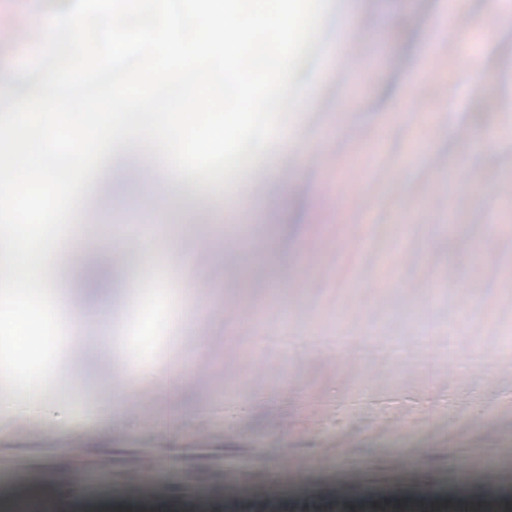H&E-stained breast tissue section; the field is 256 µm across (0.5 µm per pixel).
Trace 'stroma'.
Here are the masks:
<instances>
[{"instance_id": "stroma-1", "label": "stroma", "mask_w": 512, "mask_h": 512, "mask_svg": "<svg viewBox=\"0 0 512 512\" xmlns=\"http://www.w3.org/2000/svg\"><path fill=\"white\" fill-rule=\"evenodd\" d=\"M485 0H462L456 29L481 28L480 73L461 69L459 43L427 38L441 0H330L321 36L294 82L313 85L288 140L260 152L226 184L168 176L172 210L144 192L102 216L82 198L70 229L89 246L141 236L128 255L125 309L75 330L82 299L57 289L67 326L62 362L41 403L53 410L123 394L122 429L80 413L66 430L40 410L0 420V512H147L169 494L198 512L224 494L300 499L342 489L352 497H419L468 508L512 499V285L473 294L476 317L458 323V295L489 266L512 263V31ZM346 31L371 73L354 112L336 107L348 80L333 62ZM36 42L0 40V86L27 94L13 74ZM328 71L315 82L319 71ZM425 155L407 159L416 132ZM390 204L377 223L376 201ZM251 228L239 248L224 235ZM494 256L472 246L487 225ZM376 249L357 263L364 239ZM196 261L164 260L173 247ZM403 249L415 264L397 289L377 286ZM291 315L251 336L235 313ZM477 337L483 368L449 349ZM81 454L85 481H49L54 449Z\"/></svg>"}]
</instances>
